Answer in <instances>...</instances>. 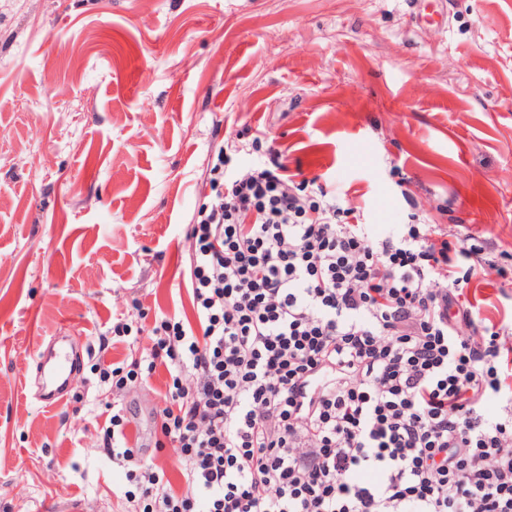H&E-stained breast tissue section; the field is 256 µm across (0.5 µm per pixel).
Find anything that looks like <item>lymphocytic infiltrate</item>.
Masks as SVG:
<instances>
[{
    "instance_id": "f902f5d3",
    "label": "lymphocytic infiltrate",
    "mask_w": 512,
    "mask_h": 512,
    "mask_svg": "<svg viewBox=\"0 0 512 512\" xmlns=\"http://www.w3.org/2000/svg\"><path fill=\"white\" fill-rule=\"evenodd\" d=\"M231 161L213 152L191 219L197 327L161 316L145 371L101 373H169L155 445L177 451L181 490L129 448L123 409L102 427L131 512H512V319L460 300L474 236L378 238L277 153L243 179Z\"/></svg>"
}]
</instances>
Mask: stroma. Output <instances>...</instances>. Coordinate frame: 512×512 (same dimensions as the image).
<instances>
[{"instance_id": "obj_1", "label": "stroma", "mask_w": 512, "mask_h": 512, "mask_svg": "<svg viewBox=\"0 0 512 512\" xmlns=\"http://www.w3.org/2000/svg\"><path fill=\"white\" fill-rule=\"evenodd\" d=\"M0 0V512L67 497L126 512L102 446L119 399L149 461L165 368L113 392L112 321H192L184 264L217 146L238 174L279 152L380 238L464 225L478 320L512 316V0ZM82 335L60 405L30 386L32 336Z\"/></svg>"}]
</instances>
